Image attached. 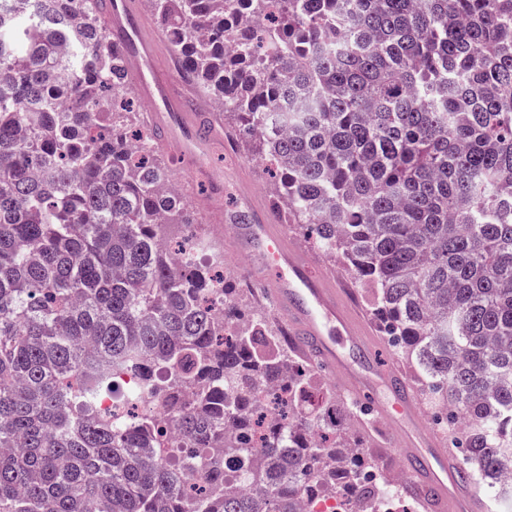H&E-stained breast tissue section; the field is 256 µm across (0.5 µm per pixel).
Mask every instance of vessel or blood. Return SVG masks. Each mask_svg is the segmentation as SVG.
<instances>
[{"instance_id": "b4317fda", "label": "vessel or blood", "mask_w": 512, "mask_h": 512, "mask_svg": "<svg viewBox=\"0 0 512 512\" xmlns=\"http://www.w3.org/2000/svg\"><path fill=\"white\" fill-rule=\"evenodd\" d=\"M101 18L113 50L128 62L129 73L153 103L149 122L162 147L192 163L204 162L219 141L216 118L204 101L179 89L183 68H155L164 35L139 8L138 0H102ZM224 214L230 249L278 274L259 283L262 295L281 320L299 353L336 374L359 407L377 420L391 422V442L402 458V480L420 498L425 512H483L484 501L469 490L462 466L450 463L439 440L415 425L418 401L400 370L381 364L377 342L347 290L332 273L296 249L283 225L266 211Z\"/></svg>"}]
</instances>
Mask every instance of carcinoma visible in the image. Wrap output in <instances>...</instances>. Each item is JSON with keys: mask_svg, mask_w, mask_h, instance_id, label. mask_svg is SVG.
Listing matches in <instances>:
<instances>
[{"mask_svg": "<svg viewBox=\"0 0 512 512\" xmlns=\"http://www.w3.org/2000/svg\"><path fill=\"white\" fill-rule=\"evenodd\" d=\"M97 2L0 0V512H377L334 395L163 244L191 219ZM149 2L288 223L370 286L467 478L511 494L512 0ZM121 373L128 420L98 409Z\"/></svg>", "mask_w": 512, "mask_h": 512, "instance_id": "carcinoma-1", "label": "carcinoma"}]
</instances>
